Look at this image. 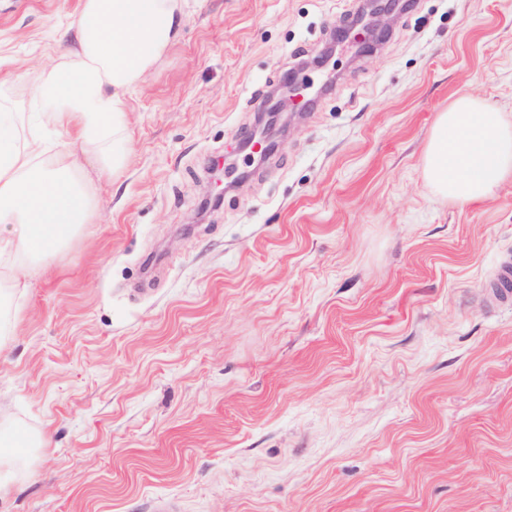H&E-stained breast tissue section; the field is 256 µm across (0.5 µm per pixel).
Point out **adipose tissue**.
<instances>
[{"label":"adipose tissue","mask_w":512,"mask_h":512,"mask_svg":"<svg viewBox=\"0 0 512 512\" xmlns=\"http://www.w3.org/2000/svg\"><path fill=\"white\" fill-rule=\"evenodd\" d=\"M184 22L183 0H81L58 34L56 61L32 74L30 114L0 100V274L13 295L24 297L29 286L24 259L51 257L94 223L96 180L126 163L127 94ZM424 172L438 196L461 204L492 198L512 175V122L458 97L437 117Z\"/></svg>","instance_id":"ef3b65f1"}]
</instances>
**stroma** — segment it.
<instances>
[{"label": "stroma", "mask_w": 512, "mask_h": 512, "mask_svg": "<svg viewBox=\"0 0 512 512\" xmlns=\"http://www.w3.org/2000/svg\"><path fill=\"white\" fill-rule=\"evenodd\" d=\"M128 103L98 217L0 300V512H512V178L435 196L440 112L512 119V0H413L373 51L317 62L360 0H189ZM80 0H0V87L56 59ZM320 90L224 190L269 91ZM490 289L496 300L512 299V253H504L490 281Z\"/></svg>", "instance_id": "obj_1"}]
</instances>
